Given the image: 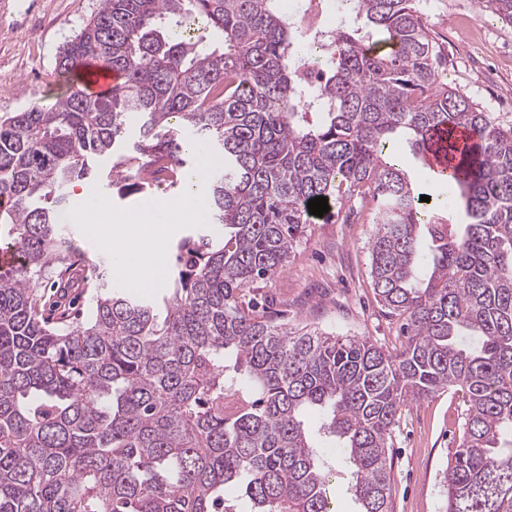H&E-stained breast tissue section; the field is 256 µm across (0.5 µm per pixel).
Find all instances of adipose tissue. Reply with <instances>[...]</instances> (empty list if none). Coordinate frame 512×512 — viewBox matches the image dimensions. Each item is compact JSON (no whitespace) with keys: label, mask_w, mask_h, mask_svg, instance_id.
Wrapping results in <instances>:
<instances>
[{"label":"adipose tissue","mask_w":512,"mask_h":512,"mask_svg":"<svg viewBox=\"0 0 512 512\" xmlns=\"http://www.w3.org/2000/svg\"><path fill=\"white\" fill-rule=\"evenodd\" d=\"M202 185L199 174H190L182 196L153 202L134 213L113 215L111 223L97 225L98 240L111 250L117 270L133 287L162 285L167 265L165 242L170 232L168 215L177 210L188 219L199 216Z\"/></svg>","instance_id":"ef3b65f1"}]
</instances>
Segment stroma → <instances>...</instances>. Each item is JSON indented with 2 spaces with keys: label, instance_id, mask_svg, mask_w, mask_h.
Returning a JSON list of instances; mask_svg holds the SVG:
<instances>
[{
  "label": "stroma",
  "instance_id": "stroma-1",
  "mask_svg": "<svg viewBox=\"0 0 512 512\" xmlns=\"http://www.w3.org/2000/svg\"><path fill=\"white\" fill-rule=\"evenodd\" d=\"M98 4L0 0V115L48 107L64 93L58 54ZM422 8L446 58L449 85L465 87L500 127H512V26L485 13L481 34L472 35L449 14L448 0H423ZM341 212L347 222L313 220L285 269L245 294L289 326L366 337L395 352L406 342L402 321L385 313L370 276L377 214L357 202ZM466 409L464 393L453 389L403 409L389 449L393 512H444L442 473L459 445Z\"/></svg>",
  "mask_w": 512,
  "mask_h": 512
}]
</instances>
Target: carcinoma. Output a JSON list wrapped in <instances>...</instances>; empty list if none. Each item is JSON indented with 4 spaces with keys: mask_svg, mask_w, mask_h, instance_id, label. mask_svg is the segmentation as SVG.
I'll return each instance as SVG.
<instances>
[{
    "mask_svg": "<svg viewBox=\"0 0 512 512\" xmlns=\"http://www.w3.org/2000/svg\"><path fill=\"white\" fill-rule=\"evenodd\" d=\"M477 4L512 26V0ZM87 62L120 75L109 95L74 86L0 116V240L22 255L0 267V512H237L229 486L251 512H333L336 450L359 512H391L393 429L450 386L469 406L445 512H512V129L445 82L420 0H337L317 48L276 0H100L57 69ZM443 130L456 195L427 207L390 139L419 154ZM199 171L224 233L180 239L169 288L102 283L86 321L46 316L35 280L68 272L72 182L127 195ZM318 196L375 204L370 275L405 320L401 351L246 299L287 266ZM308 408L332 445L312 443Z\"/></svg>",
    "mask_w": 512,
    "mask_h": 512,
    "instance_id": "carcinoma-1",
    "label": "carcinoma"
}]
</instances>
